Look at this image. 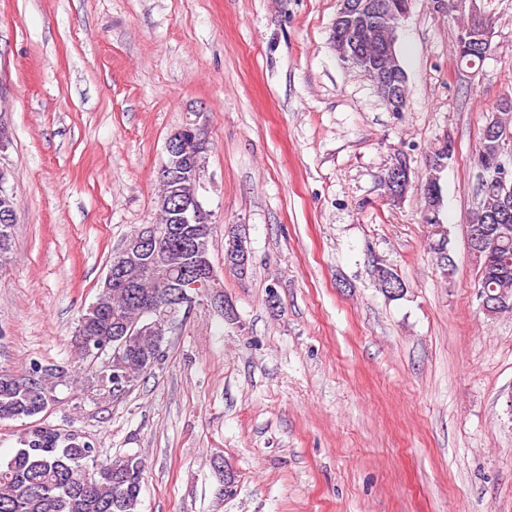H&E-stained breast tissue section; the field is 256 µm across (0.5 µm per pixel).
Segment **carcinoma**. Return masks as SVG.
Returning a JSON list of instances; mask_svg holds the SVG:
<instances>
[{
    "label": "carcinoma",
    "mask_w": 512,
    "mask_h": 512,
    "mask_svg": "<svg viewBox=\"0 0 512 512\" xmlns=\"http://www.w3.org/2000/svg\"><path fill=\"white\" fill-rule=\"evenodd\" d=\"M495 139L484 131L473 163L492 155ZM451 140L443 139L427 162L424 183L439 184L443 164L454 157ZM480 201L473 223L490 229L488 248L476 257L479 288L512 297V220L504 228L491 223L500 211L498 188L490 183L478 188ZM172 261L175 274L187 265L189 256L173 244L162 250ZM130 277L135 288H99V306L81 314L78 336L84 342L83 357H112V324L134 322L143 301L163 292L150 270L134 267ZM375 279L389 299L403 296L405 283L389 266L375 270ZM166 337L140 336L123 348L125 372L141 380L159 368L165 356L155 348ZM78 377L61 365L33 359L26 370L13 374L0 369V420L28 419L29 426L19 438L12 456L0 459V512H141V490L145 463L136 454L98 460L95 444L72 431L52 428L38 419L39 408L56 397L60 385L78 384Z\"/></svg>",
    "instance_id": "obj_1"
}]
</instances>
